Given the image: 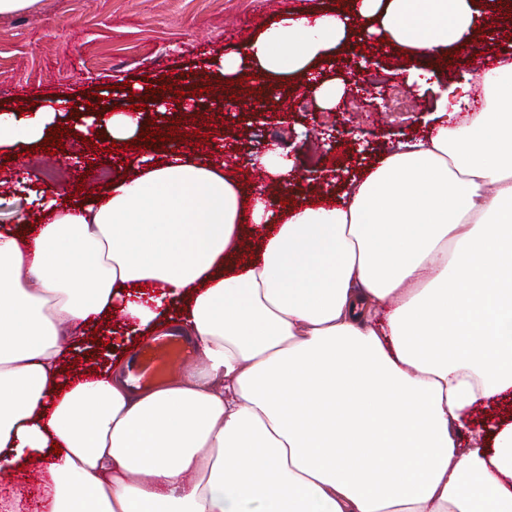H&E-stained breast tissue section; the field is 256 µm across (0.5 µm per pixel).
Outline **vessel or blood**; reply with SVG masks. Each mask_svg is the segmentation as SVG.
<instances>
[{"label": "vessel or blood", "mask_w": 512, "mask_h": 512, "mask_svg": "<svg viewBox=\"0 0 512 512\" xmlns=\"http://www.w3.org/2000/svg\"><path fill=\"white\" fill-rule=\"evenodd\" d=\"M188 360L182 336H156L143 343L130 357L131 374L137 383L157 382Z\"/></svg>", "instance_id": "1"}]
</instances>
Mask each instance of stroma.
<instances>
[{
    "label": "stroma",
    "mask_w": 512,
    "mask_h": 512,
    "mask_svg": "<svg viewBox=\"0 0 512 512\" xmlns=\"http://www.w3.org/2000/svg\"><path fill=\"white\" fill-rule=\"evenodd\" d=\"M336 0H42L32 12L0 18V105L17 107L49 96L81 105L99 86L125 82L162 83L167 112L149 113L155 126L178 121L205 130L203 147L232 157L248 181L259 180L261 158L272 146L288 153L298 176L288 187L269 185L275 203L336 189L339 175L359 176L397 142L418 138L432 124L439 88H452L473 72L469 61L437 70L438 86L405 85L400 55L388 48H363L364 64L383 80L363 91L347 82L335 110L322 109L309 81L280 85L283 111L250 118L224 111L195 115L191 101H179L185 79L220 91L209 60L237 50L285 9L320 10ZM55 155L35 154L17 162L0 154V222L14 211L38 217L33 200L53 183L59 202L78 203L77 184L105 187L132 174L137 150L106 153L84 144L79 132L63 135ZM23 180H16V172Z\"/></svg>",
    "instance_id": "obj_1"
}]
</instances>
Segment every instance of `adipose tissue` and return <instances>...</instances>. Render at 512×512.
I'll return each mask as SVG.
<instances>
[{
  "label": "adipose tissue",
  "mask_w": 512,
  "mask_h": 512,
  "mask_svg": "<svg viewBox=\"0 0 512 512\" xmlns=\"http://www.w3.org/2000/svg\"><path fill=\"white\" fill-rule=\"evenodd\" d=\"M492 21L476 0H350L280 12L211 64L268 89L364 29L411 84ZM495 60L328 197L274 210L182 135L91 203L46 186L40 223L0 225V475L36 459L41 512H512V422L490 446L471 426L512 397V53ZM69 110L0 114V150L45 147ZM97 123L108 146L146 129ZM115 309L190 336L201 367L142 389L119 362L67 377Z\"/></svg>",
  "instance_id": "1"
}]
</instances>
